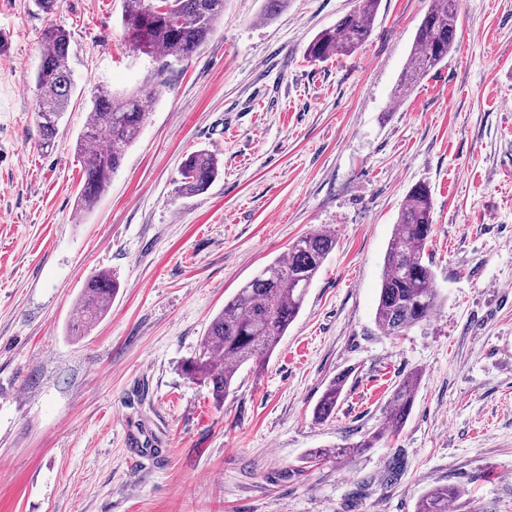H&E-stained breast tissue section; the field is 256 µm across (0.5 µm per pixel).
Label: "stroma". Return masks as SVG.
<instances>
[{
  "label": "stroma",
  "instance_id": "obj_1",
  "mask_svg": "<svg viewBox=\"0 0 512 512\" xmlns=\"http://www.w3.org/2000/svg\"><path fill=\"white\" fill-rule=\"evenodd\" d=\"M432 0H381L365 46L306 49L356 0H225L224 17L150 98L108 192L79 214L76 142L91 90L150 88L127 45L124 0H0V512H416L433 485L449 512H512V0H461L445 62L394 90ZM70 37L75 92L40 146L41 37ZM220 175L177 192L186 155ZM433 197L428 254L442 302L401 337L374 313L408 190ZM336 237L263 370L216 404L183 375L212 318L306 233ZM121 287L88 333L69 323L87 279ZM422 380L403 428L398 382ZM343 379L336 413L313 408ZM404 469L386 478L392 458ZM419 379L420 375L418 373H411L395 386L386 408L385 429L378 430L355 446L336 448V457L347 456L354 452V448H372L387 434L397 433L410 414ZM462 493V489L453 485L432 486L420 497L416 512H448V503Z\"/></svg>",
  "mask_w": 512,
  "mask_h": 512
}]
</instances>
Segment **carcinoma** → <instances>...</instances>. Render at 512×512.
<instances>
[{
  "label": "carcinoma",
  "mask_w": 512,
  "mask_h": 512,
  "mask_svg": "<svg viewBox=\"0 0 512 512\" xmlns=\"http://www.w3.org/2000/svg\"><path fill=\"white\" fill-rule=\"evenodd\" d=\"M225 0H125L122 27L129 46L156 63V82L147 95L159 94L165 75L175 62L190 59L224 17ZM380 0H357L356 8L333 28L319 32L307 47V56L320 61L349 55L372 34ZM460 0H432L421 20L394 97L406 96L409 87L448 59L457 31ZM69 36L49 28L42 36L36 69L37 125L41 145L53 147L59 122L68 110L74 83L69 66ZM149 112L142 95L115 96L99 84L92 92V108L78 137L83 183L78 210L91 211L109 188L121 167L127 148L138 138ZM219 159L209 150L190 154L180 170L178 192L193 194L207 189L218 177ZM433 199L429 186L409 189L399 210L397 229L385 253L376 327L387 336H400L427 323L441 302L436 275L426 249L433 232ZM336 245L335 235L324 229L300 237L288 253L266 265L228 300L212 319L195 354L182 366L194 383L208 388L221 404L234 389L242 368L260 370L289 325L299 314L316 274ZM120 283L101 271L83 289L75 308L71 330L80 335L107 313ZM420 375L399 382L386 408L385 429L373 433L358 448H372L386 435L398 432L414 403ZM343 391L342 381H332L314 407V418L329 420ZM463 490L453 485L430 487L417 502L416 512H448V503Z\"/></svg>",
  "instance_id": "obj_1"
}]
</instances>
